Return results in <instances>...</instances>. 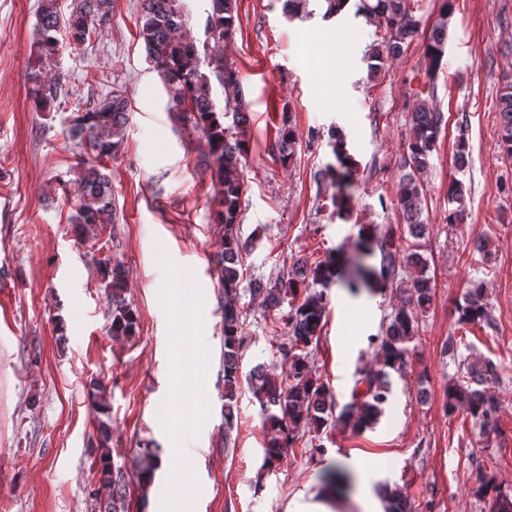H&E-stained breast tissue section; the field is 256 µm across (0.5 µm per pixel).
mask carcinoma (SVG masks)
Wrapping results in <instances>:
<instances>
[{
  "mask_svg": "<svg viewBox=\"0 0 512 512\" xmlns=\"http://www.w3.org/2000/svg\"><path fill=\"white\" fill-rule=\"evenodd\" d=\"M438 4L437 19L422 42L429 75L438 73L444 65L448 19L455 10V0H438ZM141 8L140 37L147 57L161 76L180 123L200 133L203 155L218 184L214 197L215 220L224 227L219 250L215 253L220 285L224 288V438H229L234 428L244 381L260 407L265 468L275 466L294 447L305 429L318 433L333 422L356 432L373 428L392 395L391 372L401 370L407 363L409 344L419 333L418 314L430 305L434 293V279L427 273V262L420 253V240L425 236L427 224L422 218L424 184L418 178L429 166L444 123L443 112L434 104V84H428L425 93L416 94L408 113L410 136L396 197L404 232L414 239L413 245L402 251L396 247L391 233L361 235L346 268L331 256L313 267L298 259L287 274H278L273 281L250 280L248 291L264 297L266 308L279 309L288 304L289 310L281 315L288 329V342L278 349L288 369L281 372L277 365L263 363L244 377L241 361L248 347V336L244 335V314L239 298L247 242L241 239L236 226L243 191V166L250 152L251 116L239 71L223 53L224 44L234 35L237 0H211L205 26L210 33V48L203 50L187 30L178 0H142ZM354 8L355 15L376 27L369 56L374 73L382 68L386 59L402 56L420 36L421 20L414 15V0H356ZM111 13L112 0H74L69 17L63 23L57 0H39L37 61L43 64L55 55L61 27H66L69 43L79 50L85 47L93 27L107 21ZM204 66L207 67L205 72L202 71ZM213 78L224 88V108L220 111L211 97ZM67 96L58 77L34 90L36 107L41 109ZM128 107V98L118 87L74 105L68 133L74 147L85 154V168L76 193L73 223L85 240L99 238L107 225L117 221L109 175L96 161L117 151L115 138L128 120ZM499 112L500 148L511 156L512 83L504 88L499 98ZM294 146L293 126L284 121L274 142L280 160H290ZM329 146L335 162L326 164L315 177L336 187L335 200L341 216L347 208L356 161L348 151L347 137L342 130L336 127L329 130ZM448 203L455 205L448 211V223L457 224L463 220L464 212V192L457 180L448 183ZM375 255L379 256V264L367 263V259ZM404 266L417 269L416 277L400 280V269ZM96 271L111 307L109 333L113 336L135 334L137 315L126 302L124 264L108 257L97 263ZM344 277L352 288L358 283L370 287L382 282L406 293V298L393 309L381 333L370 337L371 344L378 350L376 360L356 370L351 401L340 407L329 384L313 369L312 360L323 328L327 305L325 289ZM488 320L484 286L476 284L459 308V323L478 324ZM491 373L488 364L472 362L467 366V376L444 388L445 410L453 413L464 408L473 423L487 434L494 430L500 407L499 400L485 387ZM107 440L108 434L102 433L101 448L95 456L96 494L106 495V500L112 502V512H126L129 481L122 467L111 459ZM159 465L158 454L146 452L135 473L137 484L143 488L149 486ZM477 494L492 497L489 512H512V495L499 490L493 478L483 477ZM384 499L385 512H416L414 502L398 486L387 488Z\"/></svg>",
  "mask_w": 512,
  "mask_h": 512,
  "instance_id": "obj_1",
  "label": "carcinoma"
}]
</instances>
